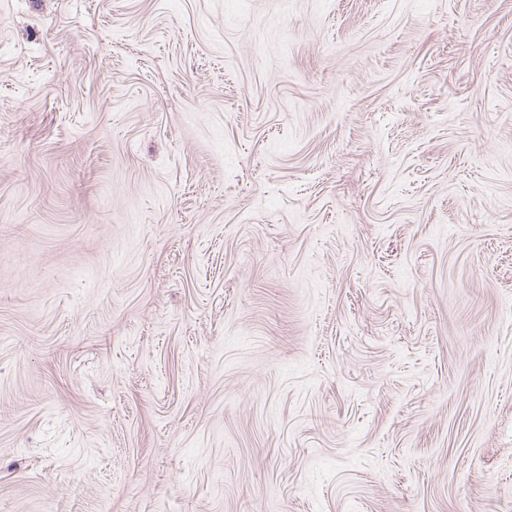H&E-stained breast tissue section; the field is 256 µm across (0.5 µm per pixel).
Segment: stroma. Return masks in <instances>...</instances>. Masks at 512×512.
Returning <instances> with one entry per match:
<instances>
[{
  "label": "stroma",
  "instance_id": "35a3bbf8",
  "mask_svg": "<svg viewBox=\"0 0 512 512\" xmlns=\"http://www.w3.org/2000/svg\"><path fill=\"white\" fill-rule=\"evenodd\" d=\"M0 512H512V0H0Z\"/></svg>",
  "mask_w": 512,
  "mask_h": 512
}]
</instances>
